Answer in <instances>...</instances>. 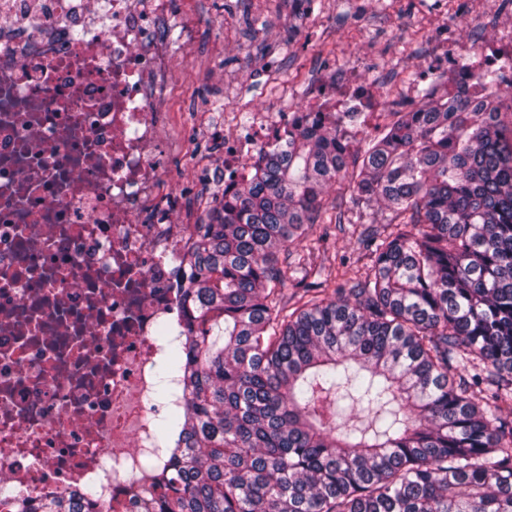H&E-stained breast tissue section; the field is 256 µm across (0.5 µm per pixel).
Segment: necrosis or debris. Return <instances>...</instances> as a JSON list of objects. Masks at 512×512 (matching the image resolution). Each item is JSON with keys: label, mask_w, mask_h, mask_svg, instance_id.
Here are the masks:
<instances>
[{"label": "necrosis or debris", "mask_w": 512, "mask_h": 512, "mask_svg": "<svg viewBox=\"0 0 512 512\" xmlns=\"http://www.w3.org/2000/svg\"><path fill=\"white\" fill-rule=\"evenodd\" d=\"M173 0H0V512L92 491L99 507L148 488L183 406L169 372L182 339L177 256L193 227L161 194L171 74L159 27ZM236 120L205 176L237 179L302 112Z\"/></svg>", "instance_id": "necrosis-or-debris-1"}]
</instances>
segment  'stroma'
<instances>
[{
  "label": "stroma",
  "instance_id": "obj_1",
  "mask_svg": "<svg viewBox=\"0 0 512 512\" xmlns=\"http://www.w3.org/2000/svg\"><path fill=\"white\" fill-rule=\"evenodd\" d=\"M258 15L268 23L255 31L248 21ZM511 23L512 0H316L309 12L295 0H175L181 39L165 50L172 83L160 108L172 115L162 187L184 202L177 223H195L218 191L201 174L223 155L215 134L225 113L275 105L272 92L250 90L261 74L298 86L354 59L367 75L392 67L415 77L431 63L426 43L478 33L491 47L499 28ZM343 255L366 260L349 228L334 227L311 260L327 267Z\"/></svg>",
  "mask_w": 512,
  "mask_h": 512
}]
</instances>
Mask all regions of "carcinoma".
Segmentation results:
<instances>
[{
    "mask_svg": "<svg viewBox=\"0 0 512 512\" xmlns=\"http://www.w3.org/2000/svg\"><path fill=\"white\" fill-rule=\"evenodd\" d=\"M509 71L435 77L356 151L310 112L206 206L179 259L186 407L137 512H512ZM332 223L363 267L308 268L297 245ZM299 273L322 281L290 305ZM19 512L97 510L51 492Z\"/></svg>",
    "mask_w": 512,
    "mask_h": 512,
    "instance_id": "cac0c4a2",
    "label": "carcinoma"
}]
</instances>
